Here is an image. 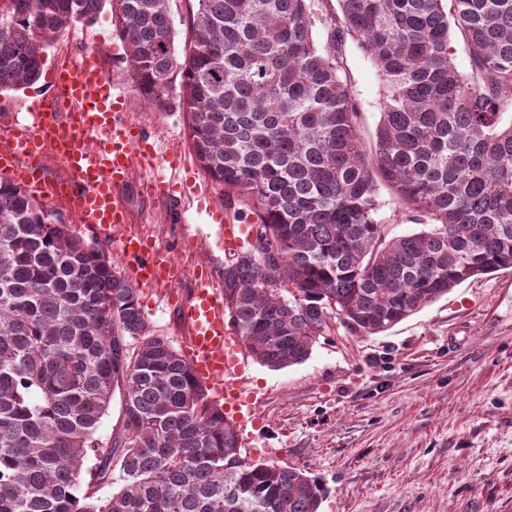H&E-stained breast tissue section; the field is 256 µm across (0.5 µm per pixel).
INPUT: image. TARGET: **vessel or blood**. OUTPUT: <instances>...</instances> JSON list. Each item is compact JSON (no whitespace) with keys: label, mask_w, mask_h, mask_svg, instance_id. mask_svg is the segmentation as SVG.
Here are the masks:
<instances>
[{"label":"vessel or blood","mask_w":512,"mask_h":512,"mask_svg":"<svg viewBox=\"0 0 512 512\" xmlns=\"http://www.w3.org/2000/svg\"><path fill=\"white\" fill-rule=\"evenodd\" d=\"M33 103L25 118L0 114V175L30 194L63 204L78 223L111 239L115 250L130 259L126 276L136 288L165 291L189 331L186 359L196 378L223 398L226 416L246 431L242 410L256 397L244 360L228 345L223 290L204 277L189 294H174L181 266L148 237L126 229L122 187L138 170L148 174L155 196L171 198L178 189L171 173L181 165L180 154L163 149L127 119L125 100L114 93L96 51L57 63L47 91L34 96ZM50 157L66 170V178L46 179Z\"/></svg>","instance_id":"vessel-or-blood-1"}]
</instances>
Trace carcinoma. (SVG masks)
<instances>
[{
    "label": "carcinoma",
    "mask_w": 512,
    "mask_h": 512,
    "mask_svg": "<svg viewBox=\"0 0 512 512\" xmlns=\"http://www.w3.org/2000/svg\"><path fill=\"white\" fill-rule=\"evenodd\" d=\"M196 2L180 58L168 0H8L0 88L34 85L47 48L110 7L136 87L160 106L180 87L202 169L269 241L224 261L228 324L253 358L299 364L334 313L377 334L512 269V0H337L321 47L308 0ZM349 38L385 81L371 162ZM381 185L424 229L388 236ZM104 483L118 488L90 495ZM324 495L298 468L243 457L112 259L0 177V512H319ZM120 415L121 401L119 394L117 393L114 395L108 414L102 419L96 434V437L103 442V445H105V442H110L113 435L115 436V433L119 428Z\"/></svg>",
    "instance_id": "carcinoma-1"
}]
</instances>
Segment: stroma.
I'll return each instance as SVG.
<instances>
[{"mask_svg":"<svg viewBox=\"0 0 512 512\" xmlns=\"http://www.w3.org/2000/svg\"><path fill=\"white\" fill-rule=\"evenodd\" d=\"M94 44L128 116L182 155L177 174L193 192L155 197L142 173L124 189L132 229L147 232L182 266V293L198 269L224 283L219 221L224 190L203 171L177 104L159 110L137 90L110 11L73 26L50 46L61 54ZM360 131L371 142L385 97L383 78L354 41L344 46ZM155 335L183 349L186 332L171 305L138 296ZM259 403L252 462L304 470L327 493L320 512H512V269L470 279L386 332L361 335L340 319L302 363L273 369L247 359Z\"/></svg>","mask_w":512,"mask_h":512,"instance_id":"1","label":"stroma"}]
</instances>
